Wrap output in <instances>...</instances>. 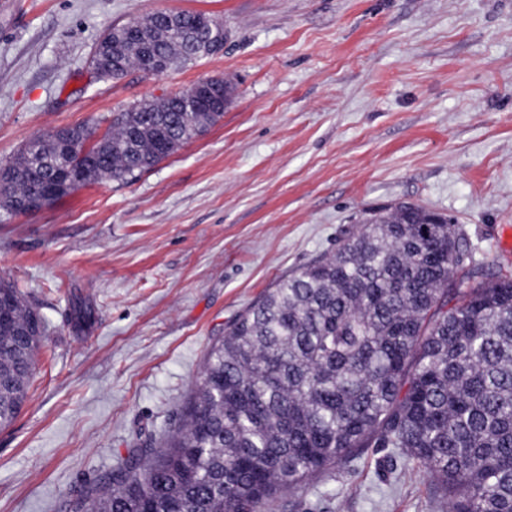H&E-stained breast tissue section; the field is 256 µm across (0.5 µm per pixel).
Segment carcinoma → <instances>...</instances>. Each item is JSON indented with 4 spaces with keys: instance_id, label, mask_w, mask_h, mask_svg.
Segmentation results:
<instances>
[{
    "instance_id": "1",
    "label": "carcinoma",
    "mask_w": 512,
    "mask_h": 512,
    "mask_svg": "<svg viewBox=\"0 0 512 512\" xmlns=\"http://www.w3.org/2000/svg\"><path fill=\"white\" fill-rule=\"evenodd\" d=\"M199 14L159 11L107 29L98 46L147 77L224 48ZM223 113L178 95L112 113L99 137L69 127L0 164L9 219L102 180L127 183ZM422 206L369 214L336 252L280 280L209 351L183 422L70 500L69 512H272L286 490L358 448H391L438 481L449 512H512V273L475 265L455 224ZM0 427L32 384L35 310L0 280Z\"/></svg>"
}]
</instances>
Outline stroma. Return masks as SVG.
Instances as JSON below:
<instances>
[{"label": "stroma", "instance_id": "35a3bbf8", "mask_svg": "<svg viewBox=\"0 0 512 512\" xmlns=\"http://www.w3.org/2000/svg\"><path fill=\"white\" fill-rule=\"evenodd\" d=\"M0 10V161L30 138L184 90L234 88L219 123L125 184L0 222V279L49 325L28 398L0 428V512L74 491L181 423L211 345L278 279L408 201L512 268V0H10ZM201 11L224 48L96 80L101 33ZM92 325L77 329V304ZM404 456L361 448L273 512H446Z\"/></svg>", "mask_w": 512, "mask_h": 512}]
</instances>
